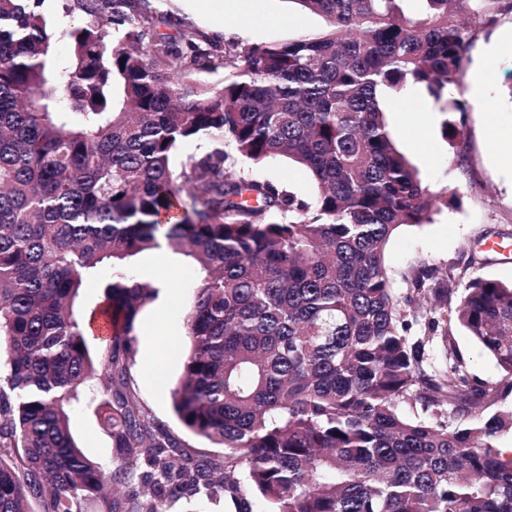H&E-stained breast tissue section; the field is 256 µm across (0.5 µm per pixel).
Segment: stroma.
Listing matches in <instances>:
<instances>
[{"label":"stroma","instance_id":"1","mask_svg":"<svg viewBox=\"0 0 512 512\" xmlns=\"http://www.w3.org/2000/svg\"><path fill=\"white\" fill-rule=\"evenodd\" d=\"M150 25L172 39L227 40L239 45L284 42L326 25L295 0H159ZM512 12L480 28L463 78L470 107L456 144L442 136L444 113L432 99L413 89L385 104L395 144L417 168L423 185L441 193L454 188L458 206L436 204L433 221L399 228L385 247V268L393 287L407 290L422 265L455 267L463 280L475 277L512 280ZM485 70L482 97H474L472 78ZM235 169L274 182L309 199L316 188L308 174L286 158L254 164L233 157ZM131 272L162 282L158 298L136 322L131 378L144 406L165 421L171 434L193 455L220 456L224 450L188 432L173 411L172 390L183 370L187 349L185 313L197 276L186 259L167 250L139 255ZM71 431L86 456L117 463L119 451L100 426L96 406L78 407Z\"/></svg>","mask_w":512,"mask_h":512}]
</instances>
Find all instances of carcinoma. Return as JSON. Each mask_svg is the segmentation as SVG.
<instances>
[{
  "mask_svg": "<svg viewBox=\"0 0 512 512\" xmlns=\"http://www.w3.org/2000/svg\"><path fill=\"white\" fill-rule=\"evenodd\" d=\"M155 0H77L112 15L65 31L58 59L43 0H0V512H167L236 489L271 512H512V281L422 266L391 287L384 249L432 222L435 196L397 149L384 104L419 87L465 116L477 28L503 0H295L326 27L241 47L182 43L142 24ZM224 69L219 87L186 71ZM213 148L177 170L182 144ZM286 157L311 200L255 180ZM166 248L199 275L190 349L173 390L193 457L131 383L140 312L159 287L130 274ZM112 333L73 307L104 269ZM424 320L421 336L412 321ZM503 377L473 378L454 332ZM123 454L88 458L70 430L80 395Z\"/></svg>",
  "mask_w": 512,
  "mask_h": 512,
  "instance_id": "1",
  "label": "carcinoma"
}]
</instances>
